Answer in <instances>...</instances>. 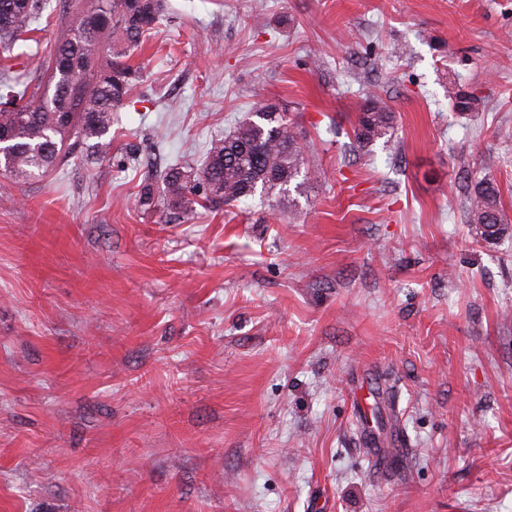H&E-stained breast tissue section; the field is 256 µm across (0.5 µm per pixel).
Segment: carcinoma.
<instances>
[{
  "instance_id": "cac0c4a2",
  "label": "carcinoma",
  "mask_w": 512,
  "mask_h": 512,
  "mask_svg": "<svg viewBox=\"0 0 512 512\" xmlns=\"http://www.w3.org/2000/svg\"><path fill=\"white\" fill-rule=\"evenodd\" d=\"M46 9L43 0H0V133L10 138L0 173L17 182L51 173L75 157L88 161L112 152L113 112L142 77L143 67L126 58L159 23L165 0H94L90 9L77 11L53 32L44 62L48 92L8 65L15 46L32 40V25ZM448 100L459 112L475 108L476 97L456 86L448 88ZM395 128V112L366 92L352 123L357 147L369 152ZM300 177L318 179L321 171L307 163L295 124L266 103L228 134L211 139L199 170L176 163L146 175L135 202L143 210L160 204L185 221L204 201L236 207L259 191L288 192ZM464 206L478 240L493 246L512 238V221L493 177L470 183Z\"/></svg>"
}]
</instances>
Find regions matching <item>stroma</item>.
<instances>
[{
	"label": "stroma",
	"mask_w": 512,
	"mask_h": 512,
	"mask_svg": "<svg viewBox=\"0 0 512 512\" xmlns=\"http://www.w3.org/2000/svg\"><path fill=\"white\" fill-rule=\"evenodd\" d=\"M166 3L109 157L0 175V512H512V238L463 213L490 175L512 219V0ZM371 89L397 128L359 156ZM266 101L325 178L187 223L136 206ZM376 378L404 450L378 470Z\"/></svg>",
	"instance_id": "obj_1"
}]
</instances>
